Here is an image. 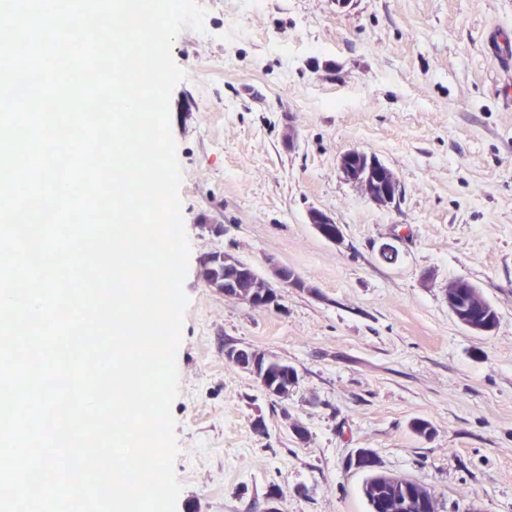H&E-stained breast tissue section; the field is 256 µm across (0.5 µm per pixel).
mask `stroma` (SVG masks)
<instances>
[{
	"instance_id": "stroma-1",
	"label": "stroma",
	"mask_w": 512,
	"mask_h": 512,
	"mask_svg": "<svg viewBox=\"0 0 512 512\" xmlns=\"http://www.w3.org/2000/svg\"><path fill=\"white\" fill-rule=\"evenodd\" d=\"M198 2L205 33L172 47L187 72L170 115L190 241L177 512H367L360 448L429 488L437 512H512V68L488 45L512 50V0ZM350 150L396 174V203L344 177ZM313 209L340 240L317 233ZM215 251L305 285L253 308L206 284ZM460 278L496 309L491 333L449 313ZM231 346L292 365L288 402L229 364ZM309 222L313 224L318 233L325 239L337 241L341 237V231L337 224L323 211L314 210L309 214Z\"/></svg>"
}]
</instances>
